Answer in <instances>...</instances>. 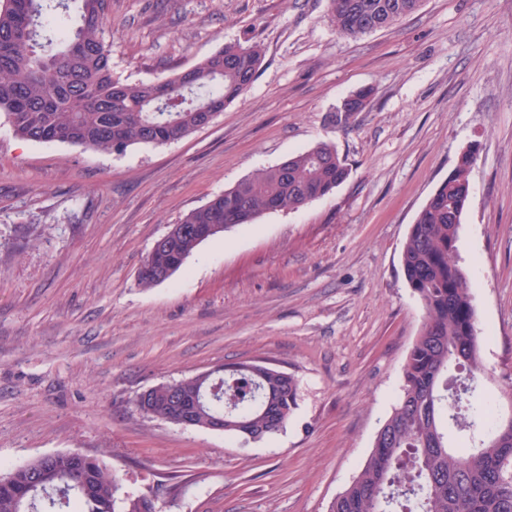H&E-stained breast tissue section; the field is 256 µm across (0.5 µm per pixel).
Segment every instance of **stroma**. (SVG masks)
I'll return each mask as SVG.
<instances>
[{"instance_id": "stroma-1", "label": "stroma", "mask_w": 512, "mask_h": 512, "mask_svg": "<svg viewBox=\"0 0 512 512\" xmlns=\"http://www.w3.org/2000/svg\"><path fill=\"white\" fill-rule=\"evenodd\" d=\"M103 36L129 83L248 39L265 59L243 98L166 145L35 143L0 114V466L78 450L156 512H328L420 331L400 264L409 227L472 143L458 260L488 330L483 390L512 382V0H422L357 38L337 32L329 0H110ZM361 89L366 110L336 122ZM321 141L351 168L332 194L140 285L172 225ZM245 362L298 380L272 440L244 446L136 406L149 387Z\"/></svg>"}]
</instances>
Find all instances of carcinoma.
Returning <instances> with one entry per match:
<instances>
[{
  "instance_id": "cac0c4a2",
  "label": "carcinoma",
  "mask_w": 512,
  "mask_h": 512,
  "mask_svg": "<svg viewBox=\"0 0 512 512\" xmlns=\"http://www.w3.org/2000/svg\"><path fill=\"white\" fill-rule=\"evenodd\" d=\"M77 2V23L59 14ZM421 0H329L331 20L356 37L392 26ZM109 0H0V112L14 134L36 143L121 153L163 145L198 130L209 112L240 99L264 59L258 42L224 46L189 73L151 83L112 77L103 38ZM469 154L418 211L401 265L424 311L403 367L401 393L361 469L329 512H512V427L480 393V352L473 285L457 255L469 204ZM350 170L321 142L260 169L191 211L182 234L158 244L144 265L161 272L206 240L262 214L298 210L335 191ZM184 405L162 383L137 397L147 416L175 426L187 415L203 427L224 416V434L263 441L281 431L297 406L298 381L280 370L243 366L177 381ZM0 512H155L151 499L122 491L103 460L80 451L45 455L0 471Z\"/></svg>"
}]
</instances>
